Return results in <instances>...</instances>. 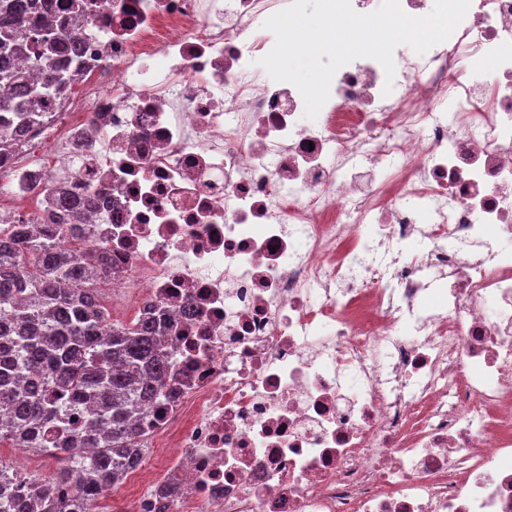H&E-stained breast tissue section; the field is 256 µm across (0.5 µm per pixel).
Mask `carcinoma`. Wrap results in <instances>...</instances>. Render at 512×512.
Wrapping results in <instances>:
<instances>
[{"label":"carcinoma","mask_w":512,"mask_h":512,"mask_svg":"<svg viewBox=\"0 0 512 512\" xmlns=\"http://www.w3.org/2000/svg\"><path fill=\"white\" fill-rule=\"evenodd\" d=\"M51 12L47 0H0V115L24 124L46 113L39 103L61 96L73 75L54 55L77 58L82 28L59 37L33 19ZM27 55L41 71L31 85L8 69L7 59ZM23 129L0 128V155L7 156ZM84 204L52 191V203L17 224L0 222V442L16 448L65 453L83 445L97 452L80 467L50 478L28 477L30 512H96L102 480L122 481L144 460L145 417L173 386L163 352L164 332L149 316L109 324L98 285L102 259L79 244ZM82 285L79 290L69 287ZM90 403L83 424L70 412Z\"/></svg>","instance_id":"cac0c4a2"}]
</instances>
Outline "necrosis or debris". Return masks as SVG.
<instances>
[{"label":"necrosis or debris","mask_w":512,"mask_h":512,"mask_svg":"<svg viewBox=\"0 0 512 512\" xmlns=\"http://www.w3.org/2000/svg\"><path fill=\"white\" fill-rule=\"evenodd\" d=\"M290 2L53 0L86 48L0 159L26 204L92 197L102 304L165 315L125 512H512V0L313 120L258 64Z\"/></svg>","instance_id":"4bbe7bcc"}]
</instances>
